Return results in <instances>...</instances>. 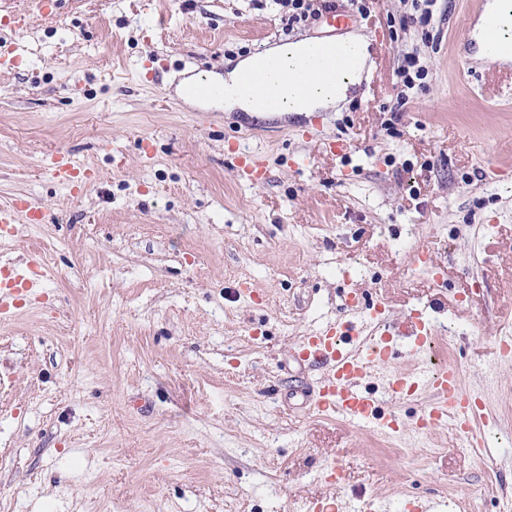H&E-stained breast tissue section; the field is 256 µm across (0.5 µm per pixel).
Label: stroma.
<instances>
[{
    "label": "stroma",
    "mask_w": 512,
    "mask_h": 512,
    "mask_svg": "<svg viewBox=\"0 0 512 512\" xmlns=\"http://www.w3.org/2000/svg\"><path fill=\"white\" fill-rule=\"evenodd\" d=\"M374 8L347 27L369 42L363 84L305 140L301 117L176 93L282 44L271 8L57 0L20 29L29 0H0V204L44 215L0 262L38 251L53 271L39 302L0 320V512L512 506V356L496 352L512 337V70L466 66L474 0H438L428 75L392 122L395 71L421 36L401 29L399 0ZM232 143L263 157L264 182L236 178ZM59 153L94 173L82 192L47 169ZM420 249L432 266L412 262ZM380 304L435 319L431 350L394 348L364 382L400 421L390 436L318 416L319 372L294 359L305 336ZM439 362L481 402L493 459L450 427L416 431L428 385L389 391V371Z\"/></svg>",
    "instance_id": "obj_1"
}]
</instances>
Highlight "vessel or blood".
<instances>
[{"label": "vessel or blood", "instance_id": "b4317fda", "mask_svg": "<svg viewBox=\"0 0 512 512\" xmlns=\"http://www.w3.org/2000/svg\"><path fill=\"white\" fill-rule=\"evenodd\" d=\"M501 10L490 16L482 31L480 40H464L460 56L472 61L475 53L486 52L490 56L512 58V0H500ZM305 66L315 70L321 80L335 84L343 74L360 69L362 62L348 53L345 46L337 43L334 34L320 36L317 43L301 53ZM235 93L257 102L264 111L277 112L284 99L301 102L310 97L309 88L303 83L280 84L275 88L258 86L253 72L241 74ZM233 169L239 179L250 183L261 182L265 177L263 161L253 153L234 149ZM80 165L75 164L66 154H57L51 160L53 177L63 183H71L78 176ZM39 206L32 201L23 206L0 207V232L10 233L20 217L36 221ZM50 272L38 253H31L28 259L12 267L0 266V316H9L14 308L36 294L42 293ZM372 321L381 328V340L375 347L365 351L341 348L340 341L359 333L353 321H336L334 325L305 337L300 347L301 357L322 372L317 397L313 407L324 414H338L350 422H370L384 429H392L393 420L376 413L378 400L362 388V382L370 369L384 362L388 357V345L396 338L405 341L411 351L424 348L433 334L434 325L421 311L411 312L402 320L389 319L384 313H376ZM433 393L430 405L423 412L426 426H441L447 423L454 428L473 448L484 447L485 442L476 422L480 416L479 407L467 395L459 381L455 368L438 372L430 378Z\"/></svg>", "mask_w": 512, "mask_h": 512}]
</instances>
